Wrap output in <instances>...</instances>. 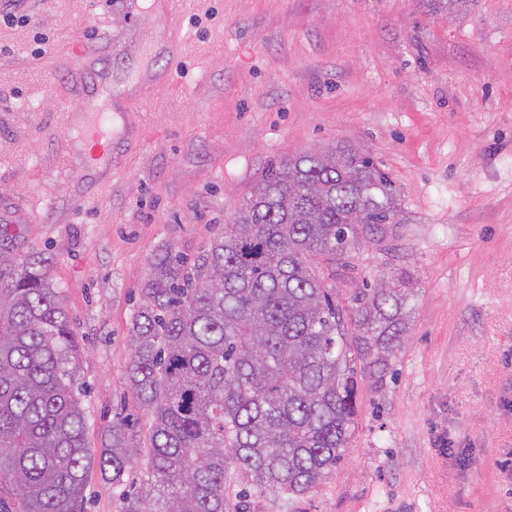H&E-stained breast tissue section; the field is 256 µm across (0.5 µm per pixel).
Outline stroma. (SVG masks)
<instances>
[{"mask_svg":"<svg viewBox=\"0 0 512 512\" xmlns=\"http://www.w3.org/2000/svg\"><path fill=\"white\" fill-rule=\"evenodd\" d=\"M0 20V253L47 258L82 354L86 442L110 445L127 390L129 327L152 261L194 257L272 162L336 146L371 156L401 221L336 274L359 288L415 287L384 378L365 376L343 461L309 493L249 495L250 512H512V0L456 13L425 0H187L129 17L125 0H19ZM176 57L143 56L165 27ZM51 42L34 52L35 32ZM111 33V42L98 33ZM97 56L104 86L170 70L146 108L112 115V164L70 162L61 124L79 97L68 51ZM453 448L444 451L440 438ZM143 460L113 486L88 472L85 512L147 494Z\"/></svg>","mask_w":512,"mask_h":512,"instance_id":"stroma-1","label":"stroma"}]
</instances>
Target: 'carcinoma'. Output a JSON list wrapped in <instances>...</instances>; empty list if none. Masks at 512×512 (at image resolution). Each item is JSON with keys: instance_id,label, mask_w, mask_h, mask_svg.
<instances>
[{"instance_id": "obj_1", "label": "carcinoma", "mask_w": 512, "mask_h": 512, "mask_svg": "<svg viewBox=\"0 0 512 512\" xmlns=\"http://www.w3.org/2000/svg\"><path fill=\"white\" fill-rule=\"evenodd\" d=\"M453 13L472 0H425ZM399 194L349 149L271 164L224 230L190 260L151 265L131 319L126 384L146 418H122L99 466L121 485L147 463L152 502L121 512H225L236 468L260 493L300 496L342 461L358 376H384L414 295L403 278L336 303V269L383 224ZM80 347L46 258L0 255V485L20 512H83L94 457L76 362Z\"/></svg>"}]
</instances>
